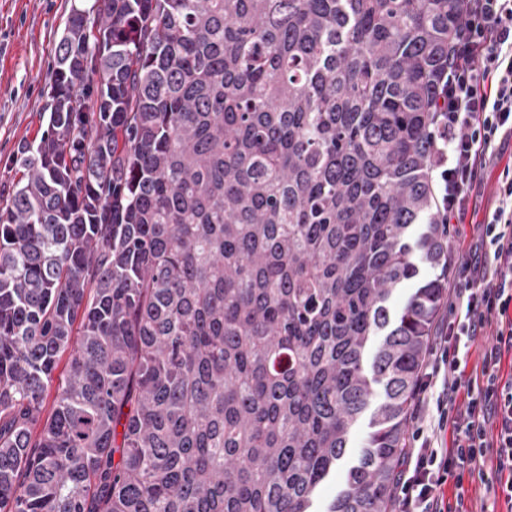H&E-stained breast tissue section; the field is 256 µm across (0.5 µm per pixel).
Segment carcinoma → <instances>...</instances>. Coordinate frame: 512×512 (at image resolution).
I'll return each instance as SVG.
<instances>
[{
    "label": "carcinoma",
    "instance_id": "carcinoma-1",
    "mask_svg": "<svg viewBox=\"0 0 512 512\" xmlns=\"http://www.w3.org/2000/svg\"><path fill=\"white\" fill-rule=\"evenodd\" d=\"M463 17L71 7L0 199V512H314L366 414L325 512H389L448 278L430 105Z\"/></svg>",
    "mask_w": 512,
    "mask_h": 512
}]
</instances>
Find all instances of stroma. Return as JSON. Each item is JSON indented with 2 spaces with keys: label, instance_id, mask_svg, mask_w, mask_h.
<instances>
[{
  "label": "stroma",
  "instance_id": "obj_1",
  "mask_svg": "<svg viewBox=\"0 0 512 512\" xmlns=\"http://www.w3.org/2000/svg\"><path fill=\"white\" fill-rule=\"evenodd\" d=\"M75 0H0V191L13 180L12 160L26 142L46 129L50 112L49 75L55 65V44ZM512 163V141L484 162L474 181L468 212L459 234L448 237V247L465 255L478 223L498 203L504 170Z\"/></svg>",
  "mask_w": 512,
  "mask_h": 512
}]
</instances>
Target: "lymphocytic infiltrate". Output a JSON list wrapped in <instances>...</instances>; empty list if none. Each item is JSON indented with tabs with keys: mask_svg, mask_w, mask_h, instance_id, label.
Instances as JSON below:
<instances>
[{
	"mask_svg": "<svg viewBox=\"0 0 512 512\" xmlns=\"http://www.w3.org/2000/svg\"><path fill=\"white\" fill-rule=\"evenodd\" d=\"M430 167L437 176V222L462 223L469 191L498 138L512 136V0H464V23L448 50L433 98ZM482 244L456 263L462 284L432 336L431 359L414 391L412 443L396 476L397 512H469L464 480L479 478L487 497L512 512V178L481 227ZM491 331L477 361L470 350ZM434 406L431 429L421 422ZM450 445H441L442 433ZM452 484V496L443 487Z\"/></svg>",
	"mask_w": 512,
	"mask_h": 512,
	"instance_id": "f902f5d3",
	"label": "lymphocytic infiltrate"
}]
</instances>
